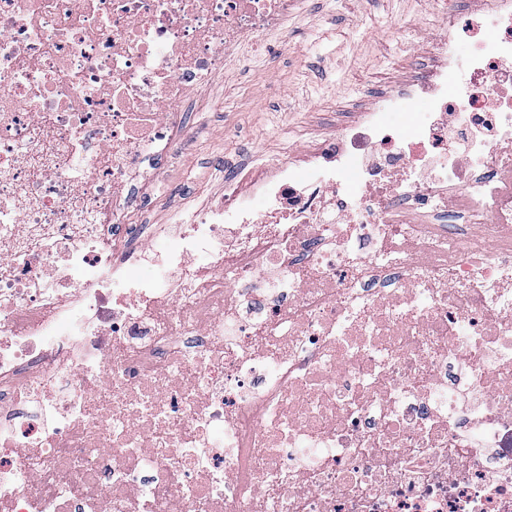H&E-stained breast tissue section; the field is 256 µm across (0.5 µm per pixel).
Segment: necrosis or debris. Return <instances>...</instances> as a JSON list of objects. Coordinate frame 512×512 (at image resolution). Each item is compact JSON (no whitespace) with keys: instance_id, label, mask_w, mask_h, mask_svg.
I'll return each instance as SVG.
<instances>
[{"instance_id":"1","label":"necrosis or debris","mask_w":512,"mask_h":512,"mask_svg":"<svg viewBox=\"0 0 512 512\" xmlns=\"http://www.w3.org/2000/svg\"><path fill=\"white\" fill-rule=\"evenodd\" d=\"M300 2L0 0V512H512V0L308 169L129 222Z\"/></svg>"}]
</instances>
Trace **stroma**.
<instances>
[{
	"instance_id": "stroma-1",
	"label": "stroma",
	"mask_w": 512,
	"mask_h": 512,
	"mask_svg": "<svg viewBox=\"0 0 512 512\" xmlns=\"http://www.w3.org/2000/svg\"><path fill=\"white\" fill-rule=\"evenodd\" d=\"M431 10V0H313L308 15L261 38L259 52L191 103L176 161L134 222H175L219 195L239 169L284 158L304 163L312 143L334 137L350 108L398 87L421 65L439 32ZM398 21L414 27L388 38Z\"/></svg>"
}]
</instances>
